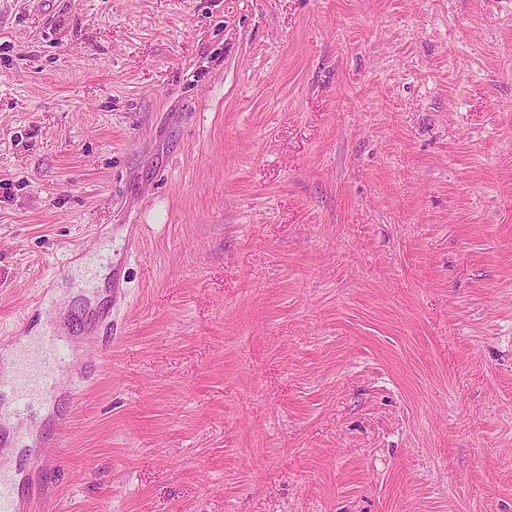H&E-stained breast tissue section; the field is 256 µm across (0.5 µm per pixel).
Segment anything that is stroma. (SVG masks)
Instances as JSON below:
<instances>
[{
	"label": "stroma",
	"mask_w": 512,
	"mask_h": 512,
	"mask_svg": "<svg viewBox=\"0 0 512 512\" xmlns=\"http://www.w3.org/2000/svg\"><path fill=\"white\" fill-rule=\"evenodd\" d=\"M99 306L40 512H512V0H0V369Z\"/></svg>",
	"instance_id": "35a3bbf8"
}]
</instances>
